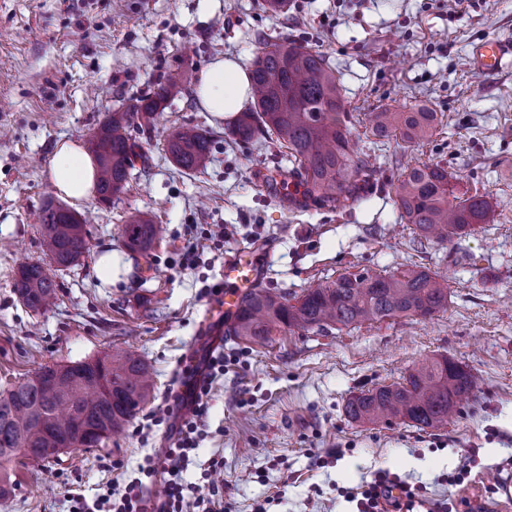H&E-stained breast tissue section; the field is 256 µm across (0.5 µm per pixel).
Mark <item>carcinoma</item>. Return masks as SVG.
Returning a JSON list of instances; mask_svg holds the SVG:
<instances>
[{
  "label": "carcinoma",
  "mask_w": 512,
  "mask_h": 512,
  "mask_svg": "<svg viewBox=\"0 0 512 512\" xmlns=\"http://www.w3.org/2000/svg\"><path fill=\"white\" fill-rule=\"evenodd\" d=\"M253 106L238 113L227 134L241 142L276 136L288 150L293 167L278 169L277 178L295 191L284 195L291 209L310 206L343 210L364 199L376 174L370 156L360 155L352 138L345 93L336 66L321 52L283 36L256 48L250 60ZM191 76L170 73L148 91L116 111L89 138L97 161V191L108 203L124 189L137 162H146L142 146L127 129L134 124L151 137L158 115L174 94L185 89ZM436 113L373 112L371 134L396 132L411 144L429 140ZM167 153L181 169L204 170L212 158L213 137L198 127L176 128L166 137ZM448 170L437 164L409 165L396 188L400 218L417 235L445 242L467 235L478 224L497 223L491 197L475 194L456 202ZM41 224L43 253L49 263L68 267L87 249L81 216L49 201ZM160 226L145 213L128 215L123 225L125 247L150 254ZM47 263V264H49ZM45 263H28L15 272L13 291L32 312L47 308L56 298L54 277ZM448 306V280L407 268L390 275L367 271L345 273L325 286L308 288L298 297L255 289L245 294L230 325V335L252 346H263L277 331L359 326L401 316L426 318ZM477 387L476 377L447 357L429 359L413 369L399 385L382 386L350 397L345 413L353 421L391 424L395 420L439 428L461 412L462 398ZM154 376L134 351L46 367L33 378L0 389V500L14 494L8 464L22 455L43 463L63 448H92L121 432L151 402Z\"/></svg>",
  "instance_id": "cac0c4a2"
}]
</instances>
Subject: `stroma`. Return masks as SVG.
<instances>
[{
  "instance_id": "35a3bbf8",
  "label": "stroma",
  "mask_w": 512,
  "mask_h": 512,
  "mask_svg": "<svg viewBox=\"0 0 512 512\" xmlns=\"http://www.w3.org/2000/svg\"><path fill=\"white\" fill-rule=\"evenodd\" d=\"M262 0H0V388L115 350H133L155 372L156 397L134 427L95 448H71L49 463L13 462L18 483L0 512H68V484L94 499L100 485L136 476L145 457L172 437L153 415L172 403L189 360L204 364L210 333L201 322L226 258L265 252L263 288L291 295L340 274L418 266L447 278L448 306L432 317L386 319L357 328L275 333L263 347L224 339L229 364L207 402L206 435L185 478L214 483L235 512H355L347 493L386 472L434 501L476 500L512 473V69L487 75L470 64L475 43L512 36V0H292L269 17ZM288 36L320 50L339 70L360 152L377 169L372 193L355 208L291 210L263 177L288 167L271 140L226 134L231 117L206 112L194 91L168 99L147 161L111 203L66 200L54 185L60 141L86 145L107 115L127 107L170 70L200 74L230 58L247 65L259 41ZM421 105L437 112L421 146L367 134L371 113ZM209 129L213 159L200 173L178 168L166 129ZM440 164L456 195L489 193L500 220L446 242L420 240L401 223L395 190L406 165ZM87 217V250L55 271L57 299L34 313L13 293L20 262H41L36 216L47 201ZM149 214L161 234L149 256L126 253L129 285L101 287L103 248L124 250L122 224ZM221 224L215 246L202 235ZM195 269L177 264L187 243ZM467 367L478 387L461 416L438 428L409 422L362 424L344 405L361 391L400 382L428 358ZM329 458L327 467L314 456ZM115 461L112 471L103 459ZM462 485L448 483L462 465Z\"/></svg>"
}]
</instances>
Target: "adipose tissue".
I'll return each instance as SVG.
<instances>
[{"mask_svg": "<svg viewBox=\"0 0 512 512\" xmlns=\"http://www.w3.org/2000/svg\"><path fill=\"white\" fill-rule=\"evenodd\" d=\"M196 95L204 108L224 117L243 109L250 97V79L244 69L231 59L211 63L200 75ZM55 186L66 197L90 199L96 188V165L81 146L61 143L53 161Z\"/></svg>", "mask_w": 512, "mask_h": 512, "instance_id": "adipose-tissue-1", "label": "adipose tissue"}]
</instances>
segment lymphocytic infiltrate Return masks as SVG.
Segmentation results:
<instances>
[{"label": "lymphocytic infiltrate", "instance_id": "lymphocytic-infiltrate-1", "mask_svg": "<svg viewBox=\"0 0 512 512\" xmlns=\"http://www.w3.org/2000/svg\"><path fill=\"white\" fill-rule=\"evenodd\" d=\"M224 371V357L209 356L202 371L186 369L185 392L188 410L175 428L176 437L160 458H147L140 475L116 486L109 482L94 500L74 489H67L70 512H224V493L185 484L183 473L197 449L202 419L208 412L205 401L213 379ZM163 476L166 486L162 500L153 502L146 496V482ZM356 512H447V503L433 504L401 478L381 475L370 483L358 499Z\"/></svg>", "mask_w": 512, "mask_h": 512}]
</instances>
